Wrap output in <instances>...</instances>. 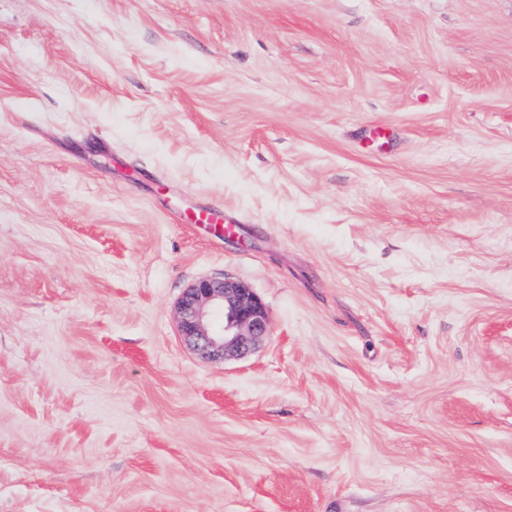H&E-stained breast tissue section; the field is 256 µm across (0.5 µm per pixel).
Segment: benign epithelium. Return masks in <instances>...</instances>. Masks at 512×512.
<instances>
[{
  "label": "benign epithelium",
  "instance_id": "7a95c632",
  "mask_svg": "<svg viewBox=\"0 0 512 512\" xmlns=\"http://www.w3.org/2000/svg\"><path fill=\"white\" fill-rule=\"evenodd\" d=\"M179 335L203 359L246 358L269 336L261 299L246 283L204 277L185 289L177 303Z\"/></svg>",
  "mask_w": 512,
  "mask_h": 512
}]
</instances>
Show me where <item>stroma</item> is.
<instances>
[{
	"label": "stroma",
	"instance_id": "35a3bbf8",
	"mask_svg": "<svg viewBox=\"0 0 512 512\" xmlns=\"http://www.w3.org/2000/svg\"><path fill=\"white\" fill-rule=\"evenodd\" d=\"M0 512H512V0H0ZM175 223L179 224H225L224 233H230L234 230L235 219L225 216L224 207L221 205H209L198 207L195 210L176 211L171 214ZM179 335L203 359L246 358L269 336L261 299L246 283L204 277L185 289L177 303Z\"/></svg>",
	"mask_w": 512,
	"mask_h": 512
}]
</instances>
